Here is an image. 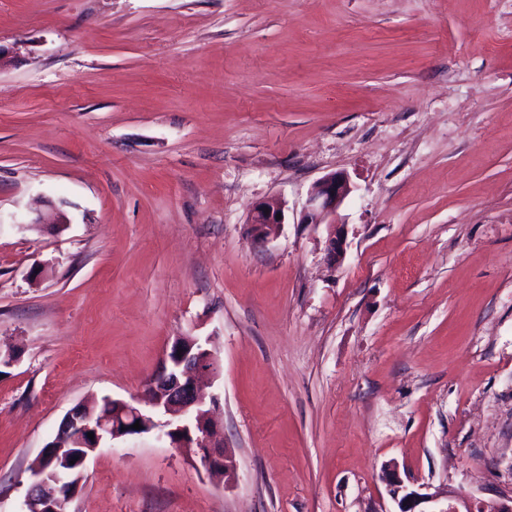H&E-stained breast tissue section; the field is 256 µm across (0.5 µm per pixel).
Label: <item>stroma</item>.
Segmentation results:
<instances>
[{
	"instance_id": "obj_1",
	"label": "stroma",
	"mask_w": 512,
	"mask_h": 512,
	"mask_svg": "<svg viewBox=\"0 0 512 512\" xmlns=\"http://www.w3.org/2000/svg\"><path fill=\"white\" fill-rule=\"evenodd\" d=\"M0 48V512L181 336L237 480L153 431L68 512H397L391 463L512 494V0H0ZM339 171L332 267L300 218ZM265 208H268V213H265ZM277 214H281L280 220L276 219ZM282 224H284L283 206L277 199H269L258 204L248 222L254 241L260 246H265L277 238Z\"/></svg>"
}]
</instances>
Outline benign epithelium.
I'll return each mask as SVG.
<instances>
[{
  "mask_svg": "<svg viewBox=\"0 0 512 512\" xmlns=\"http://www.w3.org/2000/svg\"><path fill=\"white\" fill-rule=\"evenodd\" d=\"M352 192L342 172L318 180L303 207L300 223L314 229L328 228L327 250L333 262L346 252L345 225L336 222V213ZM281 201L269 199L258 204L248 222L254 241L264 246L279 235L284 220ZM217 362L212 352L195 336H181L167 352L160 371L145 384L152 411L138 406V400H112V414H96L85 406L73 408L60 424L55 438L41 451L42 464L32 469L33 482L27 491L26 512H66L65 506L76 493L88 458L107 441L160 431L159 437L175 448H183L202 461L210 477L226 485L237 478L232 456L218 440L215 421L204 409L197 387L199 376L214 373ZM140 423L135 430L132 425ZM94 434L90 439L87 434ZM381 480L401 495L398 512H512V496L486 505L456 491L420 493L404 486L398 470L382 471Z\"/></svg>",
  "mask_w": 512,
  "mask_h": 512,
  "instance_id": "7a95c632",
  "label": "benign epithelium"
}]
</instances>
